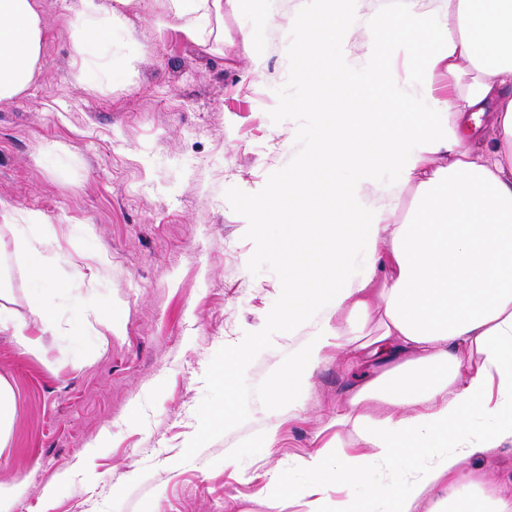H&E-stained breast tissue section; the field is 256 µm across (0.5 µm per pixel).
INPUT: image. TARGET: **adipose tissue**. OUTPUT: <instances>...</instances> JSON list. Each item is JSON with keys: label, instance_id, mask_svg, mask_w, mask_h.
I'll return each instance as SVG.
<instances>
[{"label": "adipose tissue", "instance_id": "adipose-tissue-1", "mask_svg": "<svg viewBox=\"0 0 512 512\" xmlns=\"http://www.w3.org/2000/svg\"><path fill=\"white\" fill-rule=\"evenodd\" d=\"M254 0H164L192 41L224 39V14ZM365 0H313L293 26L295 79L321 133L288 181L243 204L247 223L281 224L285 300L279 323L321 319L271 382L274 402L296 405L337 346L379 363L337 405L333 425L360 441L303 461L309 481L285 490L297 512H512V492L492 488L464 459L512 444V0H399L391 19H363L367 64L346 46ZM136 0H76L80 41L128 32ZM361 18V17H360ZM43 25L35 0H0V102L37 72ZM414 63L400 77L387 61ZM448 76L439 95L436 74ZM410 197H403V190ZM14 225L37 289L29 310L44 330L55 316L48 242ZM382 316L367 332L373 309ZM492 420L475 431L470 420ZM333 473L328 492L321 476Z\"/></svg>", "mask_w": 512, "mask_h": 512}]
</instances>
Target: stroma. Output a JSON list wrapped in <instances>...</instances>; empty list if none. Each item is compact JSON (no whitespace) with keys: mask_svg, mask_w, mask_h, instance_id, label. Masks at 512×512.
<instances>
[{"mask_svg":"<svg viewBox=\"0 0 512 512\" xmlns=\"http://www.w3.org/2000/svg\"><path fill=\"white\" fill-rule=\"evenodd\" d=\"M45 30L35 81L0 102V303L42 337L0 333L14 393L0 484L9 512H293L280 480L349 428L328 422L375 363L334 354L297 409L271 381L305 338L275 315L280 229L243 221L245 200L307 155L317 113L301 109L288 42L300 0H265L264 77L240 44L213 52L162 24L142 0L133 36L79 52L76 0H37ZM138 56L136 72L126 60ZM42 218L52 252L119 301L109 334L77 293L54 292L53 335L32 320L27 260L13 227ZM487 482L512 479V445L466 459Z\"/></svg>","mask_w":512,"mask_h":512,"instance_id":"stroma-1","label":"stroma"}]
</instances>
